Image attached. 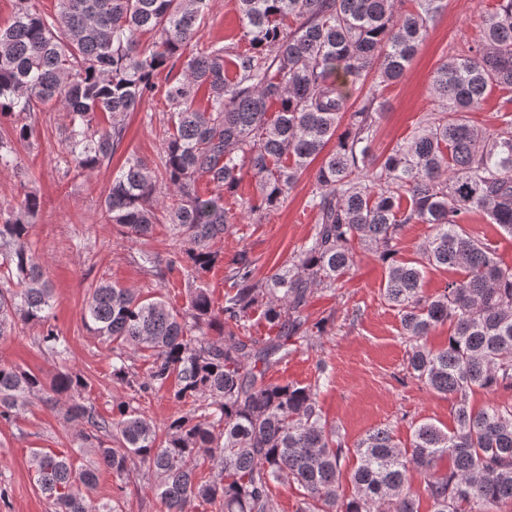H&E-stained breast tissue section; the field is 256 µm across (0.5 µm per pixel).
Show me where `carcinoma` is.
<instances>
[{
    "mask_svg": "<svg viewBox=\"0 0 512 512\" xmlns=\"http://www.w3.org/2000/svg\"><path fill=\"white\" fill-rule=\"evenodd\" d=\"M30 2L20 0L12 22L0 25V123L10 124L0 135V167L17 166L15 144L29 140L31 112L60 104L71 113L65 149L73 170L90 172L124 141L127 114L163 93L168 136L158 175L128 158L101 208L104 223L135 241L167 225L179 250L157 275L177 269L188 288L182 309L108 280L87 288L82 324L112 353V379L131 391L106 418L85 398L87 378L67 365L69 344L51 323L54 288L32 242L39 196L25 192L0 217V340L40 324L44 351L59 365L47 388L39 373L0 362V419L12 421L49 390L47 401L79 426L78 447L32 452L48 512H122L118 497L94 501L81 492L98 484L103 468L124 484L147 471L162 512H273L271 485L285 480L302 490L299 512H419L415 473L431 512L512 504V403L469 404L477 389L512 391V265L467 229L479 213L512 236V97L501 105L499 130L470 117L495 90L512 94V0H496L478 38L437 68L440 111L381 158L372 145L382 89L405 76L443 0H237L249 49L232 79L222 47L184 56L210 0H59L54 16ZM145 34L154 38L149 47ZM179 62L184 78L159 89L155 76ZM357 86L367 87L358 101ZM202 88L204 109L195 106ZM98 112L110 114L108 126H93ZM319 156L308 242L265 279L240 251L215 305L203 277L224 257L212 244L238 222L223 193L249 172L257 194L243 211H272ZM201 179L218 194L201 196ZM168 190L173 203L154 205ZM406 224L431 230L409 262L397 258ZM359 249L386 264L383 296L409 343L407 372L455 400L452 426L422 422L406 445L385 426L349 448L319 404L329 383L321 363L307 385L268 377L326 332V319L309 323L307 306L337 288ZM430 267L462 278L428 296L422 279ZM261 321L267 333L256 336ZM445 323L448 343L434 348L428 336ZM137 354L147 363L142 374ZM162 390L182 410L160 427L138 400ZM76 454L94 460L77 466ZM351 454L356 467L347 475L342 461ZM346 478L353 492L342 497Z\"/></svg>",
    "mask_w": 512,
    "mask_h": 512,
    "instance_id": "cac0c4a2",
    "label": "carcinoma"
}]
</instances>
